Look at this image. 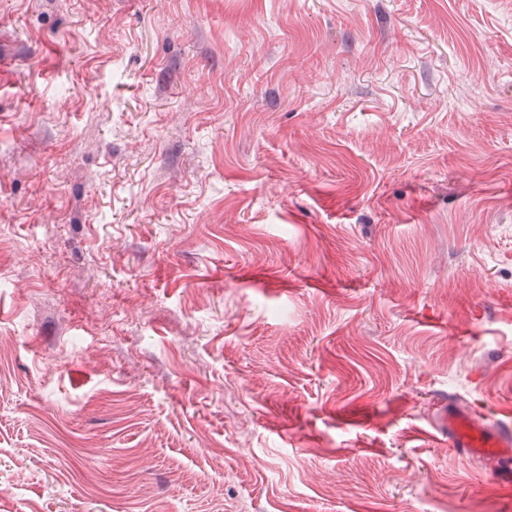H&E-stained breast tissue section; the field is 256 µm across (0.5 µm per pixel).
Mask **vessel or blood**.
Returning <instances> with one entry per match:
<instances>
[{
    "label": "vessel or blood",
    "mask_w": 512,
    "mask_h": 512,
    "mask_svg": "<svg viewBox=\"0 0 512 512\" xmlns=\"http://www.w3.org/2000/svg\"><path fill=\"white\" fill-rule=\"evenodd\" d=\"M436 432L443 444L460 455L487 463L496 474L497 487L512 490V405L496 407L491 422L443 398Z\"/></svg>",
    "instance_id": "b4317fda"
}]
</instances>
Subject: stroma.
<instances>
[{"label": "stroma", "mask_w": 512, "mask_h": 512, "mask_svg": "<svg viewBox=\"0 0 512 512\" xmlns=\"http://www.w3.org/2000/svg\"><path fill=\"white\" fill-rule=\"evenodd\" d=\"M502 294L512 0H0V512H512ZM439 406L443 412L437 438L467 459L487 463L496 474L498 489L511 492L512 468L507 464L512 459L511 403L495 406L491 425L450 397L445 396Z\"/></svg>", "instance_id": "1"}]
</instances>
